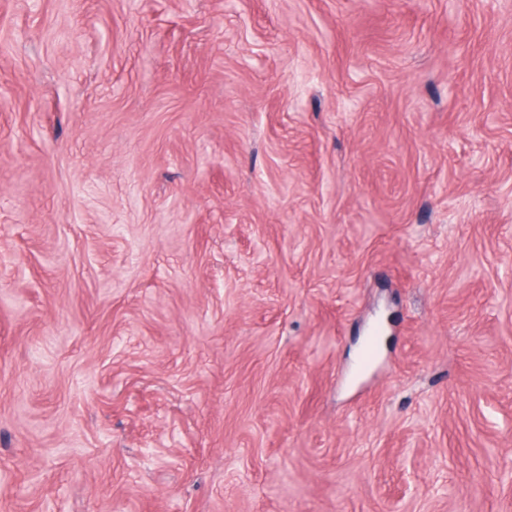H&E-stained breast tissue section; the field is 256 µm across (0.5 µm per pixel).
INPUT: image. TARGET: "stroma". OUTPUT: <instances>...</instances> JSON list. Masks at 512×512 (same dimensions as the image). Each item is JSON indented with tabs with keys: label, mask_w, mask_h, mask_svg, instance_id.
Instances as JSON below:
<instances>
[{
	"label": "stroma",
	"mask_w": 512,
	"mask_h": 512,
	"mask_svg": "<svg viewBox=\"0 0 512 512\" xmlns=\"http://www.w3.org/2000/svg\"><path fill=\"white\" fill-rule=\"evenodd\" d=\"M0 512H512V0H0Z\"/></svg>",
	"instance_id": "1"
}]
</instances>
